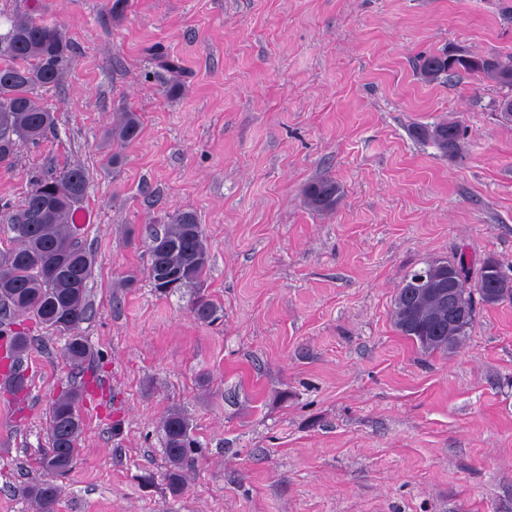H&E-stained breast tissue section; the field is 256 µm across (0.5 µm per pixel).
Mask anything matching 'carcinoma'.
I'll return each instance as SVG.
<instances>
[{"instance_id":"cac0c4a2","label":"carcinoma","mask_w":512,"mask_h":512,"mask_svg":"<svg viewBox=\"0 0 512 512\" xmlns=\"http://www.w3.org/2000/svg\"><path fill=\"white\" fill-rule=\"evenodd\" d=\"M72 43L65 28L48 23L31 11L15 16L9 31L0 40V164L10 163L19 143H37L55 127L54 113L39 101L36 89L57 85L72 61ZM478 73L502 87L512 89V56H458L455 63L446 56L424 59L422 71L431 82L458 71ZM137 113L123 112L114 135L120 144L134 141L140 134ZM422 135L443 152L458 150L462 136L459 124L441 123ZM30 189L22 203L7 218L16 245L0 250V306L27 314L55 331L68 335L62 357L77 369L90 350L78 333L90 318L88 282L95 259L76 237L79 227L73 215L81 209L88 180L84 169L65 167L58 175L30 178ZM306 203L317 211L336 206L341 189L331 180H318L306 189ZM149 275L160 273L178 287L201 286L208 269L209 252L201 224L190 211H176L168 217L163 231L151 236ZM462 278L455 288L468 307L469 317L448 327V308L430 296L417 302L406 301L403 292L394 299V321L400 332L426 352L456 349L472 328L477 305L487 303L477 289L467 286L471 262L461 253L454 257ZM492 279L497 301L512 298V280L500 272L492 259L482 262L478 279ZM218 306L202 290L191 301L196 320L212 322ZM30 337L17 333L9 341V352L19 361L30 349ZM81 395L70 390L53 400L49 408V444L39 460L42 478L25 485L22 494L32 500L38 512H56L63 492L57 479L68 474L83 430ZM192 424L178 409L163 419L165 456L168 462L164 480L178 495L186 488L184 469L196 442Z\"/></svg>"}]
</instances>
